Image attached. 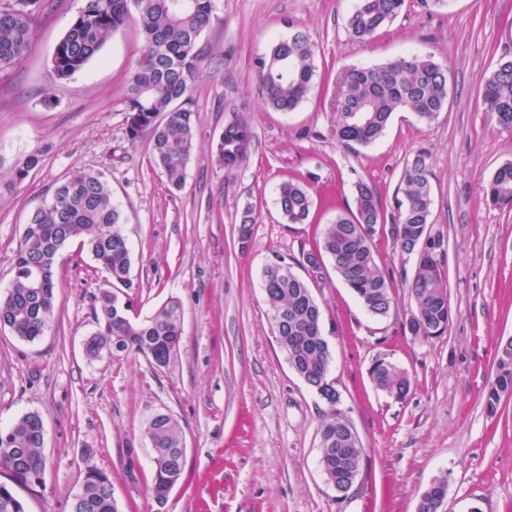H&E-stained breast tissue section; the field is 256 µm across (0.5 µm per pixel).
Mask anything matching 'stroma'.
<instances>
[{
	"instance_id": "35a3bbf8",
	"label": "stroma",
	"mask_w": 512,
	"mask_h": 512,
	"mask_svg": "<svg viewBox=\"0 0 512 512\" xmlns=\"http://www.w3.org/2000/svg\"><path fill=\"white\" fill-rule=\"evenodd\" d=\"M358 0H214L194 73L195 151L182 188L168 185L148 141L130 142L125 108L140 56L135 22L114 31L100 53L64 81L51 77L56 43L82 0H52L36 15L22 61L0 73V294L29 214L74 170L100 173L124 213L131 251L133 312L150 316L169 298L182 303V340L165 369L120 353L87 359L96 329L94 297L112 285L92 259L64 250L58 309L38 341L0 329V425L38 412L47 466L39 492L20 491L27 512H70L87 466L112 475L118 512H416L429 484L446 477L445 512H512V395L489 413L482 393L500 345L512 339V208H491L483 188L512 162V131L481 103L485 78L512 58V0H406L373 38L355 39L347 20ZM306 32L318 47L316 84L295 111L267 108L253 68L279 37ZM448 69V104L431 123L395 113L367 148L331 134L336 76L410 53ZM52 104H44V97ZM246 118L248 160L227 169L213 159L225 125ZM426 150L432 170L434 232L444 237L452 319L432 341L405 334L410 300L403 280L415 260L375 240L379 264L395 272L388 317L368 315L336 274L297 268L322 311L335 360L339 407L365 450L352 488L336 492L319 465V426L328 405L291 369L274 334L261 272L277 254L299 257L319 243L353 186L373 184L391 206L407 160ZM42 162L23 183L12 171L29 154ZM299 179L314 206L290 224L276 200ZM256 218L248 243L235 226ZM383 356L412 379L402 401L368 374ZM172 414L185 439L182 482L158 504L152 449L143 435L158 413ZM134 469H127V461Z\"/></svg>"
}]
</instances>
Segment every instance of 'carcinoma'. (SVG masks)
Instances as JSON below:
<instances>
[{"label":"carcinoma","instance_id":"carcinoma-1","mask_svg":"<svg viewBox=\"0 0 512 512\" xmlns=\"http://www.w3.org/2000/svg\"><path fill=\"white\" fill-rule=\"evenodd\" d=\"M174 0H84L76 18L57 42L52 56V77L69 79L99 54L110 34L136 16L144 46L130 78L126 107V135L131 141L150 135L154 165L168 184L181 188L186 180L195 140V113L186 107L191 79L202 51L198 47L208 27L213 0H190L181 9ZM405 0H359L348 20L352 35L367 39L386 27L401 12ZM43 0H9L0 6V71L19 64L27 52L35 14ZM316 44L295 31L273 43L254 61L265 104L277 112H292L307 97L317 72ZM448 101V72L431 55L412 54L370 67H353L337 78L333 109L336 142L352 148L369 147L385 133L392 114L408 110L424 123L432 122ZM485 111L504 130H512V59L499 62L483 83ZM253 132L248 121L238 119L224 127L215 149L219 164L241 165L249 156ZM42 161L32 153L17 165L13 181L22 183ZM428 154L420 151L407 161L391 209L384 208L377 189L359 180L354 184L353 205L336 211L316 249L294 259L299 266L327 256L355 294L364 310L386 317L393 307V270L378 264L376 237L391 239L395 250L416 256L413 276L404 279L411 300L404 331L429 341L445 334L451 321L443 265V237L432 233L433 204ZM483 200L492 207L512 205V162L499 166L483 188ZM277 204L290 224L310 222L312 196L297 179L278 188ZM124 215L112 201V190L99 173L76 171L57 185L51 198L36 208L25 224L15 252L13 277L0 297V327L17 338L33 342L43 336L57 311L56 274L60 252L73 241L106 270L112 281L125 288L131 255L121 232ZM255 216L245 210L236 226L240 243L252 234ZM262 288L272 312L278 344L292 370L326 402L329 412L321 422L319 462L327 483L341 490L356 479L365 448L337 408L340 395L330 377L334 356L325 338L320 307L307 283L277 256L262 269ZM132 303L109 289L94 298L96 330L84 343L85 354L96 360L102 354L134 353L156 367L167 368L181 341L182 305L171 298L150 316H131ZM374 386L397 400L410 394L409 375L394 363L376 358L369 368ZM512 392V354L503 350L493 381L483 397L489 412ZM153 450V497L162 504L183 478L186 448L182 427L171 414L160 413L145 425ZM43 419L30 411L0 430V512H25L16 488L35 490L36 477L46 469ZM71 512H118L108 471L89 466L74 494Z\"/></svg>","mask_w":512,"mask_h":512}]
</instances>
